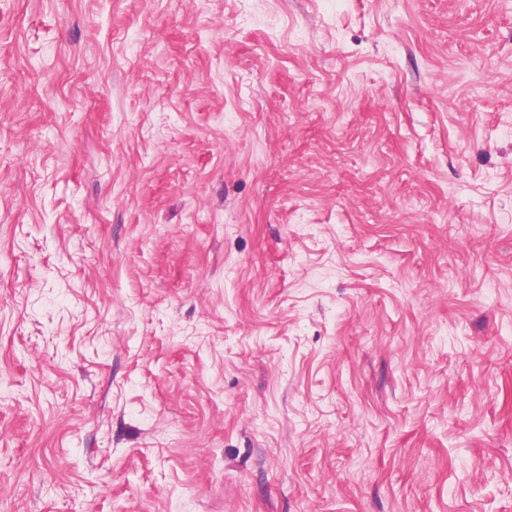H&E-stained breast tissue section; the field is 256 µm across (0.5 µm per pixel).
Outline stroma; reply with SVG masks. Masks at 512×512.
Listing matches in <instances>:
<instances>
[{
  "label": "stroma",
  "mask_w": 512,
  "mask_h": 512,
  "mask_svg": "<svg viewBox=\"0 0 512 512\" xmlns=\"http://www.w3.org/2000/svg\"><path fill=\"white\" fill-rule=\"evenodd\" d=\"M0 512H512V0H0Z\"/></svg>",
  "instance_id": "35a3bbf8"
}]
</instances>
